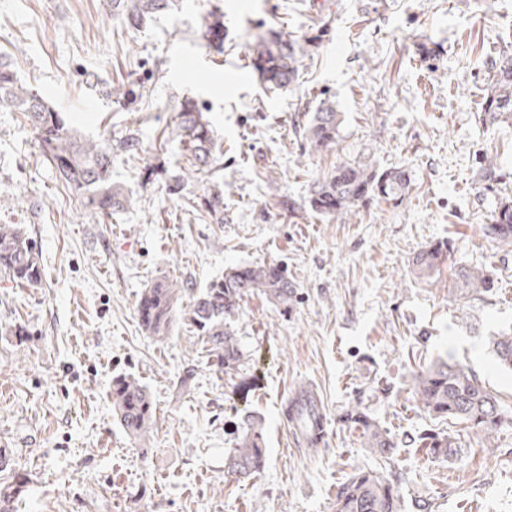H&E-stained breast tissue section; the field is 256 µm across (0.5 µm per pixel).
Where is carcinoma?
Listing matches in <instances>:
<instances>
[{"instance_id":"1","label":"carcinoma","mask_w":512,"mask_h":512,"mask_svg":"<svg viewBox=\"0 0 512 512\" xmlns=\"http://www.w3.org/2000/svg\"><path fill=\"white\" fill-rule=\"evenodd\" d=\"M126 28L139 31L174 0H110ZM325 29L304 37L299 43L278 30L260 36L250 55V66L268 90H280L297 76V56L318 48ZM203 36L219 54L224 53V13L217 8L205 23ZM490 94L483 108V119L496 122L512 117V53H503L492 61ZM0 102L22 112L41 149V154L56 170L62 182L78 196L84 210L102 217L128 209L131 197L112 183V145L109 140H86L67 127L37 91L19 85L10 63L0 60ZM175 135L186 169L197 172L223 165L224 151L218 146L210 122L196 102L185 99L176 115ZM341 114L330 103H322L305 129L309 148L322 151L339 136ZM411 186L407 171L400 168L377 170L367 164L342 163L311 187L307 203L311 211L343 217L351 208L374 199L400 201ZM200 214L217 224L224 223V188L216 183L202 195L186 201ZM486 235L503 246H512V201L498 202L492 223L485 225ZM451 257L450 242L426 247L412 259L416 273L424 276L438 269ZM0 273L21 287L41 283L43 267L29 238L15 224H0ZM450 288L464 299H481L495 288L493 273L487 269L460 266L451 273ZM261 294L283 309L293 297L288 270L279 264L237 265L224 270V277L196 290L187 283L170 279L155 281L137 300L136 311L142 328L163 341L174 332L183 317L182 299H192L188 312L208 355L221 368L233 369L239 361L237 336L226 320L240 308L243 298ZM499 367L512 371V327L492 338ZM414 393L420 407L436 419L465 424L490 437L501 421L503 410L498 394L484 386L470 368L440 358L420 368L415 375ZM112 409L119 424L130 437L144 440L152 430L154 406L140 381L130 374L112 378ZM347 426L359 432L365 447L387 455L394 448L388 433L362 407L356 406L344 417ZM414 442L428 456L448 458L456 454L454 432H427ZM265 464V432L257 418L248 420L237 436L236 448L225 462L227 471L248 478ZM27 481L19 474L0 482V512H13L15 501L27 492ZM406 503L398 487L380 473L357 470L336 492L334 512H405Z\"/></svg>"}]
</instances>
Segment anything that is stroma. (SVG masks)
Wrapping results in <instances>:
<instances>
[{"label": "stroma", "mask_w": 512, "mask_h": 512, "mask_svg": "<svg viewBox=\"0 0 512 512\" xmlns=\"http://www.w3.org/2000/svg\"><path fill=\"white\" fill-rule=\"evenodd\" d=\"M224 12V51L202 36ZM328 27L297 82L266 92L249 47L267 29L298 40ZM512 46V0H176L138 32L107 0H0V55L78 136L109 138L112 180L132 193L113 218L82 209L41 156L22 113L0 104V224L35 246L41 284L0 277V448L30 480L15 512H333L357 469L393 480L407 512H512V373L490 335L512 325V247L484 232L512 198V118L481 122L492 58ZM133 90L114 104L112 89ZM204 107L224 168L170 192L181 165L173 116ZM324 102L343 122L335 145L312 151L302 127ZM139 153L120 151L126 136ZM499 176L482 177L485 158ZM344 162L408 171L403 202L374 201L336 219L309 210L312 184ZM224 184V221L190 210ZM294 202L283 209L280 196ZM450 241L452 263L492 270L496 286L468 302L449 293L450 266L420 277L419 250ZM279 263L288 308L246 297L229 324L241 359L219 368L188 322L157 342L137 299L159 278L201 289L226 268ZM451 356L503 402L492 438L459 430L452 458L414 437L447 429L413 394L419 366ZM131 374L156 407L130 439L112 414L114 376ZM314 392L326 436L313 449L285 418L292 392ZM387 432L381 457L346 427L353 406ZM261 419L266 464L250 480L225 475L236 428Z\"/></svg>", "instance_id": "35a3bbf8"}]
</instances>
